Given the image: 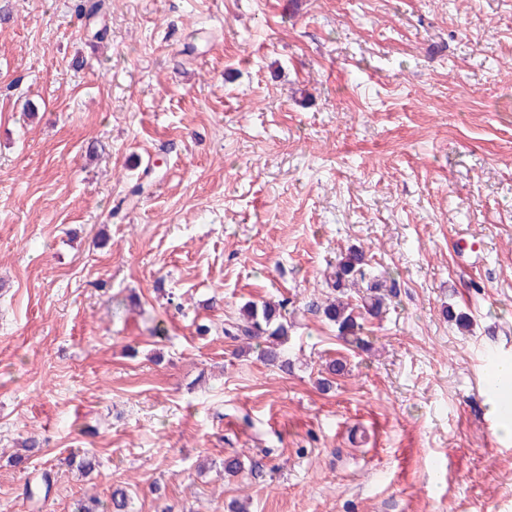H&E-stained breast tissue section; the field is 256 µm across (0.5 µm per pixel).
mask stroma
Wrapping results in <instances>:
<instances>
[{"mask_svg": "<svg viewBox=\"0 0 512 512\" xmlns=\"http://www.w3.org/2000/svg\"><path fill=\"white\" fill-rule=\"evenodd\" d=\"M77 4L0 0V512H512V0ZM352 245L364 351L306 307ZM282 300L286 370L223 334ZM79 512H133L132 501L128 491L118 486L112 489L110 498L102 503L96 496L80 503Z\"/></svg>", "mask_w": 512, "mask_h": 512, "instance_id": "obj_1", "label": "stroma"}]
</instances>
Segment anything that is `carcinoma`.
Masks as SVG:
<instances>
[{"instance_id": "obj_1", "label": "carcinoma", "mask_w": 512, "mask_h": 512, "mask_svg": "<svg viewBox=\"0 0 512 512\" xmlns=\"http://www.w3.org/2000/svg\"><path fill=\"white\" fill-rule=\"evenodd\" d=\"M366 253L361 247H352L336 259L334 281L336 297L309 302L311 311L322 315L336 327L338 337L359 349H366L369 341L363 336V321L366 317L378 316L387 304V294L382 292L383 282L371 276ZM365 287L360 296L361 304L354 305L346 290ZM224 336L232 340H243L247 344L262 346L261 357L282 367L288 366L284 345L288 340L286 304L264 301L249 302L240 309V316L224 324ZM41 452L40 443L32 439L24 453L13 457L14 466L25 469L31 458ZM80 512H133L128 491L118 486L112 489L107 502L91 496L80 503Z\"/></svg>"}]
</instances>
